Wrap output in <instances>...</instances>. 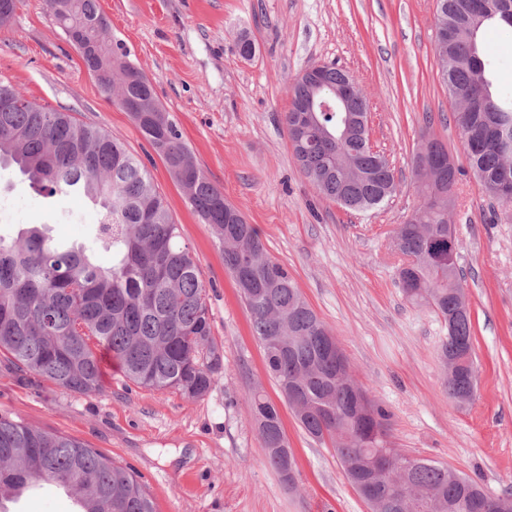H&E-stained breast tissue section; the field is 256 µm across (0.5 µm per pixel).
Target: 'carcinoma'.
<instances>
[{"mask_svg": "<svg viewBox=\"0 0 512 512\" xmlns=\"http://www.w3.org/2000/svg\"><path fill=\"white\" fill-rule=\"evenodd\" d=\"M65 13H53L60 28L84 25L89 36L107 26L98 0H70ZM483 0H440L434 18L436 42L448 95L470 99L482 85L495 112L494 123L512 132V95L498 92L487 75L481 39L497 24L512 29V0H493L501 9L491 17L479 13ZM103 64L97 83L121 82V97L137 102L134 119L173 181L204 223L214 229L224 250V268L238 286L250 313L253 335L261 342L269 375L285 402L293 389L302 399L293 410L301 428L313 439L330 440L350 483L365 479L378 452L391 456L393 468L403 464L391 447L386 410L369 401L371 415L360 414L356 393L365 391L336 364L330 352L336 337L301 294L288 270L267 253L257 229L242 212L225 210L224 193L193 160L191 150L171 114L160 102L146 75L129 60L119 39L100 45ZM347 72L325 66L322 84L311 87L301 77L289 85L292 101L306 95L334 102L336 86ZM22 99L11 112L0 111V167L15 166L38 195L81 196L99 211L94 234L97 247L112 252V266L94 258V248L65 243L46 224L0 233V353L23 373L45 378L71 392L99 389L98 351L108 350L133 383L151 389H174L196 398L221 380L222 357L211 336L207 287L196 259L180 245L165 198L145 163L121 139L81 122L69 112L40 107L13 85L0 81V97ZM367 108L360 93L352 102V126L345 141L343 112H319L321 133L316 148L299 151V135L289 134L294 157L308 182L324 198L354 211H368L398 189L395 169L383 154L365 145L360 117ZM461 136H483L468 155L484 194L511 204L500 193L503 175L512 179V143L505 146L486 131L487 116L469 104L453 113ZM439 148L443 159L429 161L425 172L415 163L420 206L399 225L398 271L405 298L430 309L451 331L441 340L442 366L458 360L457 374L445 378L448 398L474 400L477 389L471 312L458 263V245L448 227V208L459 171L448 160L435 135L421 136L423 145ZM269 465L286 484L294 481L295 460L288 450L277 405L262 391L250 397ZM61 483L83 502L82 512H154L138 474L118 466L85 444L33 429L0 414V501L27 485ZM383 512H405L401 501L420 493L415 512H512V494L494 495L447 465L421 461L405 480L378 479Z\"/></svg>", "mask_w": 512, "mask_h": 512, "instance_id": "1", "label": "carcinoma"}]
</instances>
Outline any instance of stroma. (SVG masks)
Here are the masks:
<instances>
[{"label":"stroma","instance_id":"1","mask_svg":"<svg viewBox=\"0 0 512 512\" xmlns=\"http://www.w3.org/2000/svg\"><path fill=\"white\" fill-rule=\"evenodd\" d=\"M99 4L109 36L151 80L198 167L258 230L333 331L355 380L389 411L393 448L451 466L489 492H512V205L482 192L453 122L434 50L436 0ZM243 34L257 47L249 59L237 52ZM483 51L495 85L512 91V31L488 29ZM314 63L349 72L367 94L371 142L400 183L376 209L352 211L322 197L294 159L284 122L288 84ZM0 80L111 131L137 156L150 149L127 112L101 93L45 0H22L0 28ZM425 132L443 141L460 171L448 219L474 327L478 385L466 405L444 389L437 348L447 326L397 285L402 257L391 240L419 203L411 158ZM149 169L208 287L223 384L188 398L106 367L98 391L78 394L23 379L0 356V414L133 468L155 512H371L334 448L311 439L284 403L213 229L160 158ZM97 220L84 199L37 196L16 168L0 170L1 228L46 224L56 238L87 244ZM257 388L279 408L296 458L294 484L267 462L249 407Z\"/></svg>","mask_w":512,"mask_h":512}]
</instances>
